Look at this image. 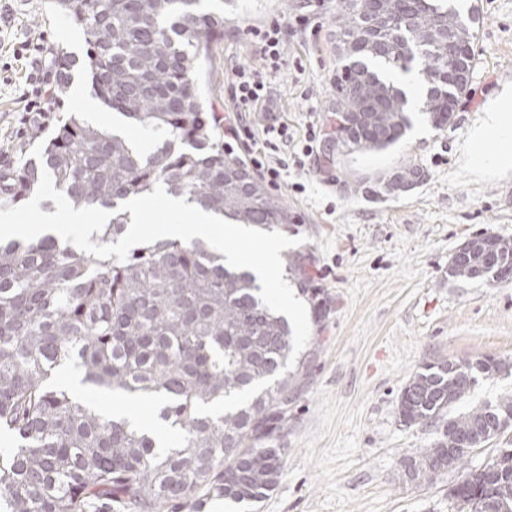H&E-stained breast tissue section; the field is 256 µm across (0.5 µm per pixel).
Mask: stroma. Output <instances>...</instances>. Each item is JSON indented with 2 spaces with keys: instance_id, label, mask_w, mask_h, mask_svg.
<instances>
[{
  "instance_id": "1",
  "label": "stroma",
  "mask_w": 512,
  "mask_h": 512,
  "mask_svg": "<svg viewBox=\"0 0 512 512\" xmlns=\"http://www.w3.org/2000/svg\"><path fill=\"white\" fill-rule=\"evenodd\" d=\"M479 9L470 88L444 129L419 113L401 140L372 153L330 155L327 104L337 69L335 0H235L224 38L199 72L215 112L238 120L275 146L274 186L294 213L288 230L326 301L313 354L270 445L285 449L282 475L251 512H457L453 474L429 484L407 479L404 466L437 438L406 427L400 393L410 375L434 361L492 356L512 362V281L490 284L449 277L450 255L468 239H512V175L482 179L462 161L468 131L489 97L512 84V0H470ZM10 25L0 30V162L34 157L30 125L53 124L92 97L76 67L60 100L45 113H24L33 71L16 57L22 42L46 40L77 59L88 46L80 28L45 0H0ZM288 27L277 69L251 31ZM257 71L258 102L237 109L234 72ZM413 165L424 177L387 192L383 176Z\"/></svg>"
}]
</instances>
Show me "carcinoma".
<instances>
[{"label": "carcinoma", "mask_w": 512, "mask_h": 512, "mask_svg": "<svg viewBox=\"0 0 512 512\" xmlns=\"http://www.w3.org/2000/svg\"><path fill=\"white\" fill-rule=\"evenodd\" d=\"M79 26L88 45L85 68L94 96L108 109L159 139L138 141L85 122L70 112L42 140L30 139L39 160L0 164V205L29 198L41 171L75 207L115 214L94 234L115 243L128 230L127 200L158 184L236 224L288 230L294 216L246 163L215 140L217 116L198 86V70L224 36V14L200 12L199 0H48ZM336 94L328 112L340 150L378 152L411 127L410 98L386 73L421 75L418 111L436 128L450 124L448 39L474 66V12L448 0H336ZM75 60L59 50L56 84L66 88ZM422 177L405 166L389 177L404 189ZM284 279L323 305L300 254L284 255ZM512 246L489 263L475 251L448 264L453 278L508 281ZM253 272L224 263L203 241L159 239L136 245L127 260L98 259L54 236L0 243V512H203L208 501L256 505L276 488L284 448H260L285 416L310 354L280 373L292 350V326L261 302ZM506 363L492 357L436 361L416 371L399 400L401 422L441 427L439 438L410 459L408 479L430 483L454 471L458 512H512V448H499L483 467L470 453L512 427V400L452 409L478 378ZM60 368L81 383L129 400L158 403L170 435L161 444L120 414L107 416L53 381ZM273 384L246 406L217 419L206 404L263 378Z\"/></svg>", "instance_id": "cac0c4a2"}]
</instances>
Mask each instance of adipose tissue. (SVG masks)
<instances>
[{
    "label": "adipose tissue",
    "mask_w": 512,
    "mask_h": 512,
    "mask_svg": "<svg viewBox=\"0 0 512 512\" xmlns=\"http://www.w3.org/2000/svg\"><path fill=\"white\" fill-rule=\"evenodd\" d=\"M464 164L479 177L512 174V85L486 102L470 128Z\"/></svg>",
    "instance_id": "obj_1"
}]
</instances>
